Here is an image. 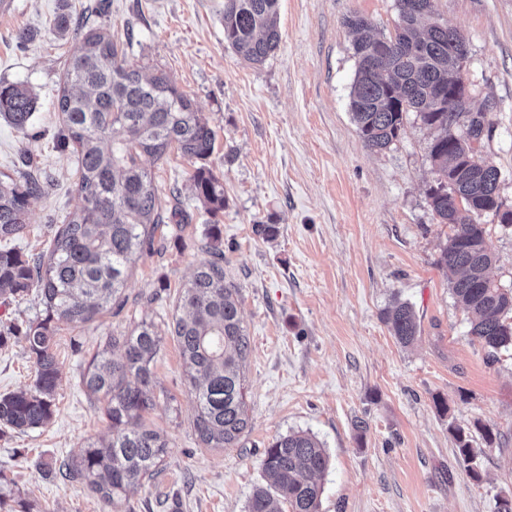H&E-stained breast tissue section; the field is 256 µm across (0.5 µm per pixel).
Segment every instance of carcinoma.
Listing matches in <instances>:
<instances>
[{
    "label": "carcinoma",
    "instance_id": "1",
    "mask_svg": "<svg viewBox=\"0 0 512 512\" xmlns=\"http://www.w3.org/2000/svg\"><path fill=\"white\" fill-rule=\"evenodd\" d=\"M397 0L393 34L376 36L362 17L347 19L356 34V78L350 110L365 145L388 148L399 136L404 118L416 113L434 130L429 156L435 184L430 207L441 224L454 226L442 260L456 274L451 294L467 312L471 335L488 349L512 348V289L489 276L495 254L484 226L463 212L498 215L499 173L474 160L488 113L470 112L455 124L458 113L431 105L438 89L463 80L468 49L453 40L448 27L422 21L434 14V0H416L422 9L406 11ZM224 41L244 61L263 65L280 39L278 0H224ZM386 47V60L378 56ZM66 87L57 101L62 115L61 145L78 154L76 187L81 206L65 224L56 225L47 251L27 258L11 241L26 228L31 203L42 196L43 182L29 171L14 179L0 173V297L17 298L37 290L44 316L25 330L0 327V346L13 337L24 342L33 359L35 380L24 392L0 394V424L24 433L45 426L53 416L54 392L60 374L55 351L59 324L84 328L112 306L122 307L121 290L138 253L153 245L165 217L156 187L142 158L162 159L176 149L189 160L208 159L215 133L163 70L145 74L125 60L112 36L90 28L75 37L66 73ZM37 98L22 83H0V118L28 135ZM197 198L211 213L224 209V184L205 166L192 175ZM462 196L463 209L450 195ZM193 278L183 289L174 336L184 360L193 395L195 431L208 448L235 447L248 425L242 365L249 339L239 316L236 289L224 284L221 229L208 225ZM393 335L412 344L418 326L412 306L397 300L386 311ZM163 338L152 322L142 320L122 336H109L93 355L80 384L90 399L102 404L111 438L78 449L60 466L70 480L86 483L112 509L127 507L130 497L162 462L168 443L144 421L154 406L155 357ZM120 346L119 356L112 349ZM458 454L467 471L479 477L478 452L463 428L454 429ZM329 464L323 444L308 432L276 438L265 450L261 468L266 485L254 491L248 512H318L322 485L316 477Z\"/></svg>",
    "mask_w": 512,
    "mask_h": 512
}]
</instances>
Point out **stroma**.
<instances>
[{"instance_id":"obj_1","label":"stroma","mask_w":512,"mask_h":512,"mask_svg":"<svg viewBox=\"0 0 512 512\" xmlns=\"http://www.w3.org/2000/svg\"><path fill=\"white\" fill-rule=\"evenodd\" d=\"M0 14V80L38 98L34 137L0 122V171L31 158L46 184L14 244L45 251L51 227L81 204L76 157L60 148L57 100L73 36L54 17L96 27L122 43L128 62L166 70L216 133L207 167L224 185L209 214L189 188L194 165L177 152L145 159L167 219L133 266L124 305L94 324L61 327V374L48 425L0 428V512H107L85 483L58 466L108 437L101 411L79 384L106 337L153 321L163 338L153 371L155 407L146 422L169 443L158 473L132 496L133 512H247L263 485L261 458L277 437L315 435L329 455L319 512H494L512 497V349L488 362L450 291L441 247L452 232L431 210V135L407 114L387 149H368L350 111L357 62L349 16L390 33L396 0H279L277 49L263 66L224 41V0H11ZM435 17L460 30L470 106L492 103L477 146L500 172L512 208V0H435ZM29 40L18 45L15 35ZM497 261L492 280L512 288V227L479 218ZM219 224L224 282L238 291L250 351L244 362L248 426L234 448H207L195 429L173 324L206 228ZM274 224L275 239L254 232ZM410 303L419 335L393 336L385 313ZM33 362L18 341L0 346V394L30 389ZM479 448L480 479L461 461L453 427ZM494 434L485 442L484 430Z\"/></svg>"}]
</instances>
